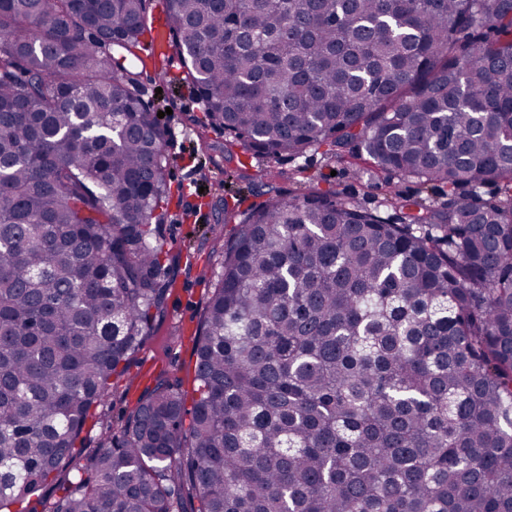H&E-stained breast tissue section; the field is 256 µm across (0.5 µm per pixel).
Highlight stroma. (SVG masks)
I'll use <instances>...</instances> for the list:
<instances>
[{
  "label": "stroma",
  "mask_w": 512,
  "mask_h": 512,
  "mask_svg": "<svg viewBox=\"0 0 512 512\" xmlns=\"http://www.w3.org/2000/svg\"><path fill=\"white\" fill-rule=\"evenodd\" d=\"M182 76L183 69L175 61L167 63L163 75L150 68L142 76L145 101L165 113L169 183L175 189L161 227L166 250L162 278L169 281L170 291L155 318L152 337L124 378L128 395H108L101 406L106 421L116 426L160 371L184 378L185 391L193 389L188 379L194 367L192 339L202 319L207 283L219 272L217 252L231 230L218 219L219 201L244 208L261 204L266 183L290 197L315 189L338 190L389 218L395 215L390 204L394 195L431 205L439 201L430 187L378 170L368 156L351 152L341 162L323 148L288 162L249 157L242 173L227 176L224 135L213 129L198 133L193 119L201 113L200 100Z\"/></svg>",
  "instance_id": "1"
}]
</instances>
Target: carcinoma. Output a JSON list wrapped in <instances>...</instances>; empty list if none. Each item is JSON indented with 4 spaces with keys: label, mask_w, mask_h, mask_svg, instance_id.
<instances>
[{
    "label": "carcinoma",
    "mask_w": 512,
    "mask_h": 512,
    "mask_svg": "<svg viewBox=\"0 0 512 512\" xmlns=\"http://www.w3.org/2000/svg\"><path fill=\"white\" fill-rule=\"evenodd\" d=\"M149 2L0 0V512H512V0H165L227 160L358 142L444 200L224 205L192 399L41 499L170 291Z\"/></svg>",
    "instance_id": "carcinoma-1"
}]
</instances>
